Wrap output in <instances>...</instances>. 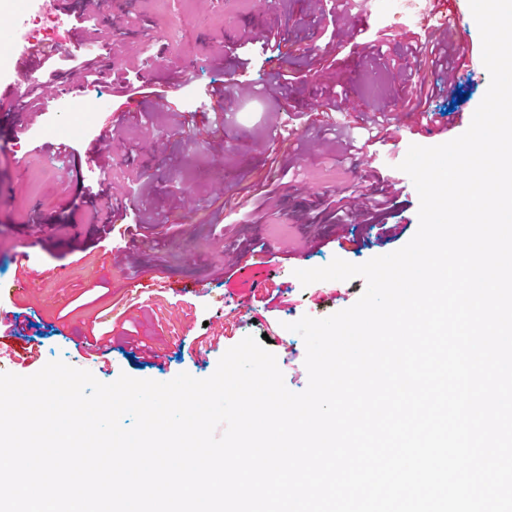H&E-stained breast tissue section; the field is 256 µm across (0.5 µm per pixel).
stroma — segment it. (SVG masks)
Returning a JSON list of instances; mask_svg holds the SVG:
<instances>
[{"instance_id":"stroma-1","label":"stroma","mask_w":512,"mask_h":512,"mask_svg":"<svg viewBox=\"0 0 512 512\" xmlns=\"http://www.w3.org/2000/svg\"><path fill=\"white\" fill-rule=\"evenodd\" d=\"M319 0H119L113 15L128 30L113 40L109 62L116 73L154 70L145 80L150 93L137 96L138 123L125 120L112 131L111 169L89 165L85 151L104 133L107 114L125 109L109 82L60 95L45 88L53 106L41 124L21 130L20 113L0 110V288L18 275L14 256L26 251L34 275L32 294L12 300L0 295V372L31 375L61 360L90 371L103 383L120 375L166 382L180 373L198 379L216 370L224 348L246 336H268L287 388L305 390L306 347L289 323L303 316L323 318L352 306L365 288L363 278L302 285L295 272L322 267L333 258L353 264L394 252L418 229L417 191L402 193L390 223L405 225L397 241L380 237L367 224H320L319 203L328 197L368 192L370 173L401 180L399 165L416 136L363 147L356 162L343 159L336 134L363 125L364 116L336 113L315 119L329 96L316 77L322 59L334 67L347 102L382 110L402 120L420 83L436 85L430 106L442 135L428 145L463 134L488 89V71L461 70L450 76L421 67L409 69L407 23L383 6L376 20L337 14L334 35L318 23ZM230 28L257 29L264 41L224 46ZM308 44L305 59L285 57L288 44ZM289 71L296 80L271 89L270 75ZM230 87L224 112L212 111L213 90ZM288 170L259 211H228L226 198L265 174L272 157ZM27 158L18 170L17 158ZM106 190L125 199L126 209L108 224L84 219L85 200ZM172 217L169 232L137 235L142 215ZM346 237L338 247L337 237ZM277 242L279 269L268 287L256 285L254 265L262 247ZM64 269L69 289L50 274ZM139 275L146 297L131 294L126 282ZM203 290H194L195 280ZM269 300L255 318L246 309ZM229 325L223 349L194 351L195 339ZM110 332L107 358L87 359L83 343ZM153 344L159 357L129 353L126 336Z\"/></svg>"}]
</instances>
